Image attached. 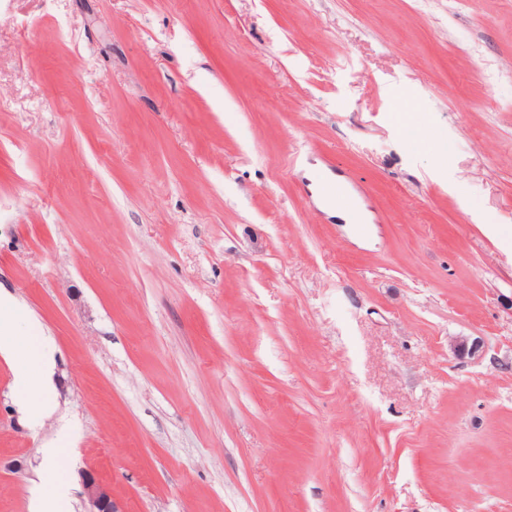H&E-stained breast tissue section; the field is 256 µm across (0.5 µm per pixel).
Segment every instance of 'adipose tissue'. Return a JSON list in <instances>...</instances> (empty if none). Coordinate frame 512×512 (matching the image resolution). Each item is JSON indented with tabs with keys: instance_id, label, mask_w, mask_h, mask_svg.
Masks as SVG:
<instances>
[{
	"instance_id": "adipose-tissue-1",
	"label": "adipose tissue",
	"mask_w": 512,
	"mask_h": 512,
	"mask_svg": "<svg viewBox=\"0 0 512 512\" xmlns=\"http://www.w3.org/2000/svg\"><path fill=\"white\" fill-rule=\"evenodd\" d=\"M20 313L21 307L12 297L0 295V355L11 363L21 406L35 422L51 411L54 362L34 337L20 334Z\"/></svg>"
}]
</instances>
